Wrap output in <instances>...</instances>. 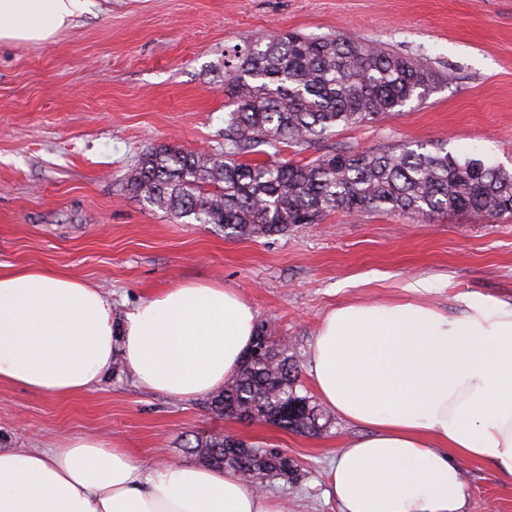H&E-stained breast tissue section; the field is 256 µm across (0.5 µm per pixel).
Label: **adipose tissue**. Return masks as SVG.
I'll use <instances>...</instances> for the list:
<instances>
[{"label": "adipose tissue", "mask_w": 512, "mask_h": 512, "mask_svg": "<svg viewBox=\"0 0 512 512\" xmlns=\"http://www.w3.org/2000/svg\"><path fill=\"white\" fill-rule=\"evenodd\" d=\"M86 0H0V46L44 43ZM341 304L321 320L311 384L362 436L324 479L340 512H464L465 466L512 476V304L481 296L453 317L419 300ZM256 334L255 315L216 281H182L123 319L97 288L28 267L0 273V384L73 396L122 360L143 388L188 400L223 387ZM0 512H287L237 472L144 465L120 443L0 447Z\"/></svg>", "instance_id": "obj_1"}]
</instances>
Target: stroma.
Returning a JSON list of instances; mask_svg holds the SVG:
<instances>
[{
  "label": "stroma",
  "instance_id": "obj_1",
  "mask_svg": "<svg viewBox=\"0 0 512 512\" xmlns=\"http://www.w3.org/2000/svg\"><path fill=\"white\" fill-rule=\"evenodd\" d=\"M274 32L386 47L434 75L422 101L283 158L447 141L512 168V0H89L47 43L0 47V270L40 266L103 290L120 318L179 281L236 290L256 328L284 340L311 392L308 360L331 308L396 301L409 279L449 315L478 295L512 302V216L329 212L261 238L177 219L123 188L146 148L210 153L224 142V51ZM360 428L333 418L309 436L214 414L138 386L127 369L71 398L0 384V447L60 448L102 435L134 455L194 462L186 441L233 435L295 462L263 488L289 512H338L323 474ZM466 512H512V477L464 470Z\"/></svg>",
  "mask_w": 512,
  "mask_h": 512
}]
</instances>
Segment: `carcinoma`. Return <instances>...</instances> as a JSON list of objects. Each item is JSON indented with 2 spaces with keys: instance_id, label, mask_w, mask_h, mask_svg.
I'll return each instance as SVG.
<instances>
[{
  "instance_id": "1",
  "label": "carcinoma",
  "mask_w": 512,
  "mask_h": 512,
  "mask_svg": "<svg viewBox=\"0 0 512 512\" xmlns=\"http://www.w3.org/2000/svg\"><path fill=\"white\" fill-rule=\"evenodd\" d=\"M224 75V145L201 155L165 145L146 152L127 179L133 196L239 238L313 224L329 211L512 215V168L454 154L445 143L430 150L423 143L339 149L305 163L280 158L284 147L304 150L338 126L422 100L428 72L394 51L281 33L225 50ZM299 387L288 346L270 337L266 356L244 357L210 407L229 419L263 418L286 431L320 435L330 417ZM234 444L251 456L230 451ZM185 450L249 481L288 476L286 454L231 435L189 441Z\"/></svg>"
}]
</instances>
